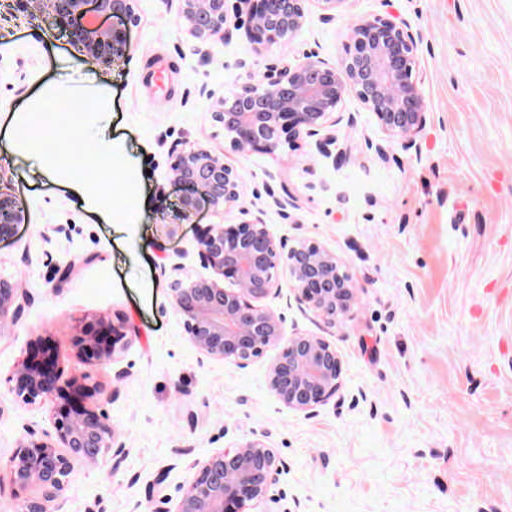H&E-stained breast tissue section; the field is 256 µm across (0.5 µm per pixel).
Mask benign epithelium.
<instances>
[{"instance_id": "obj_1", "label": "benign epithelium", "mask_w": 512, "mask_h": 512, "mask_svg": "<svg viewBox=\"0 0 512 512\" xmlns=\"http://www.w3.org/2000/svg\"><path fill=\"white\" fill-rule=\"evenodd\" d=\"M139 0H36L50 24L69 31L71 43L102 66H110L128 50V34L138 25ZM348 0H180L177 23L206 54L210 44L224 39L228 10L246 14L245 34L263 53L294 35L306 22L308 4L323 19L342 14ZM117 17L123 26L99 23ZM349 44L337 62L306 53L292 63L272 64L259 78L252 75L218 98L212 121L224 132L232 151L274 154L291 145L300 133L314 139L316 150L331 156L332 127L342 121L340 105L357 97L375 116L388 142L409 150L425 130L428 105L422 92L420 43L422 34L392 14L363 16L349 27ZM170 178L187 187L182 215L200 209L214 213L234 205L240 197L242 174L233 163L210 149L171 147ZM264 211L237 224H200L197 258L212 276L176 279L171 305L183 320L190 343L205 357L245 368L270 347L280 353L268 366L270 390L288 409L313 417L341 387L342 361L336 346L316 334L285 335L284 318L263 305L281 294L279 268H288L291 290L298 304L314 310L331 327L359 300L358 287L336 253L309 239H277ZM29 223L18 198L0 189V235L16 224ZM227 280L232 287L220 285ZM28 298L19 285L0 276V325L16 318ZM127 333L111 326L107 340L83 335L78 346L91 348L97 359H113ZM16 400L32 405L47 398L78 395V409H64L54 422L55 433L25 431L19 450L7 462L12 481L21 488L33 485L39 496L24 499L17 512H51L47 503L61 498L74 464L112 451V469L127 457L117 441L112 419L85 404L95 395L112 400L113 393L90 390L63 377L54 366L26 360L12 378ZM187 482L174 494L159 499L154 512H248L251 503L285 498L279 485L286 463L263 439L244 440L203 461L185 463Z\"/></svg>"}]
</instances>
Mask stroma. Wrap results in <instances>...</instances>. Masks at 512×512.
Here are the masks:
<instances>
[{
  "label": "stroma",
  "instance_id": "35a3bbf8",
  "mask_svg": "<svg viewBox=\"0 0 512 512\" xmlns=\"http://www.w3.org/2000/svg\"><path fill=\"white\" fill-rule=\"evenodd\" d=\"M179 0H140L130 49L105 68L35 9L0 0V188L30 221L0 238V276L29 301L0 326V502L36 496L6 469L26 429L53 432L57 403L15 401L10 377L48 351L65 376L113 390L106 409L129 455L76 464L57 512H151L205 459L266 437L288 464L285 490L302 512H512V0H349L336 20L310 9L301 30L259 53L228 16L208 55L177 24ZM401 15L424 36L422 90L430 119L419 150L383 140L355 97L336 127L338 156L299 136L283 152H231L211 119L214 98L268 64L306 52L335 61L361 16ZM68 76L112 92L111 128L140 169L135 227L102 221L82 199L12 154L10 116ZM204 146L239 167L237 204L182 219L170 182L174 144ZM298 207L283 216L270 194ZM265 210L275 236L336 253L359 300L336 326L283 297L268 299L285 332L323 336L342 358L336 398L307 418L269 390L268 349L247 368L201 358L171 306L173 278L195 279V228ZM185 267L172 273L177 252ZM114 324L135 340L108 362L75 338Z\"/></svg>",
  "mask_w": 512,
  "mask_h": 512
}]
</instances>
